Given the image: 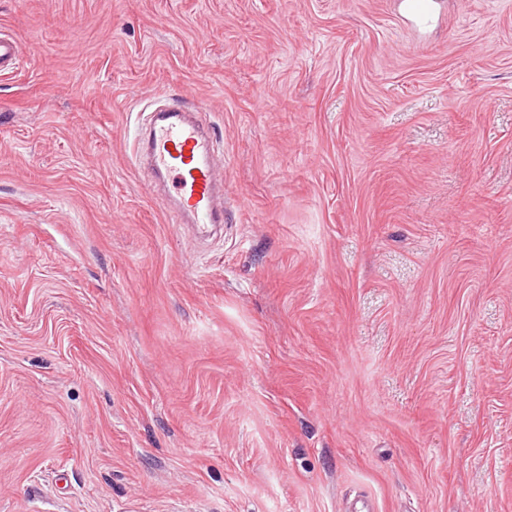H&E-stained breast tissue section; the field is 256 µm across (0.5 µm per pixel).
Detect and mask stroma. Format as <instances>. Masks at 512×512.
Here are the masks:
<instances>
[{
  "instance_id": "35a3bbf8",
  "label": "stroma",
  "mask_w": 512,
  "mask_h": 512,
  "mask_svg": "<svg viewBox=\"0 0 512 512\" xmlns=\"http://www.w3.org/2000/svg\"><path fill=\"white\" fill-rule=\"evenodd\" d=\"M396 2L0 0V512H512V0ZM19 55L17 43L8 35L0 34V73L12 72ZM142 157L154 176H162L174 189V224L184 217L203 226L224 223V206L216 203L224 191V165L215 162L208 130L181 102L173 99L151 117Z\"/></svg>"
}]
</instances>
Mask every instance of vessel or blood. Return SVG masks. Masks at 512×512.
<instances>
[{"label": "vessel or blood", "mask_w": 512, "mask_h": 512, "mask_svg": "<svg viewBox=\"0 0 512 512\" xmlns=\"http://www.w3.org/2000/svg\"><path fill=\"white\" fill-rule=\"evenodd\" d=\"M20 49L0 34V73L12 72ZM142 155L154 175L171 183L176 219L195 224H220L224 209L216 203L224 189V169L215 162L207 129L176 100L154 114L143 141Z\"/></svg>", "instance_id": "b4317fda"}]
</instances>
